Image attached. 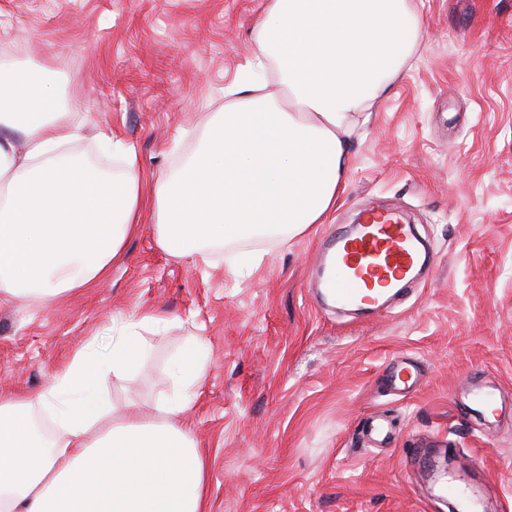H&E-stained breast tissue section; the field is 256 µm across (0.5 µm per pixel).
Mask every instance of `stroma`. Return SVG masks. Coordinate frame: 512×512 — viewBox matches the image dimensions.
Returning a JSON list of instances; mask_svg holds the SVG:
<instances>
[{
  "label": "stroma",
  "mask_w": 512,
  "mask_h": 512,
  "mask_svg": "<svg viewBox=\"0 0 512 512\" xmlns=\"http://www.w3.org/2000/svg\"><path fill=\"white\" fill-rule=\"evenodd\" d=\"M424 37L351 139L342 202L289 239L251 236L191 266L153 224L127 240L108 281L47 308L0 305V388L37 391L112 318L162 317L136 372L108 379L115 404L155 411L189 340L209 360L186 425L209 454L211 512H448L411 449L470 483L483 512H512V411L471 417L461 385L484 378L512 403V0H423ZM261 0H0V62L57 79L98 155L110 127L134 144L146 182L197 146L253 53ZM371 207L415 225L436 263L395 309L316 305L322 234ZM261 255L259 268L240 258ZM415 391H386L396 359ZM382 416L390 439L372 434Z\"/></svg>",
  "instance_id": "35a3bbf8"
}]
</instances>
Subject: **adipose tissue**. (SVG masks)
<instances>
[{
  "mask_svg": "<svg viewBox=\"0 0 512 512\" xmlns=\"http://www.w3.org/2000/svg\"><path fill=\"white\" fill-rule=\"evenodd\" d=\"M255 51L198 148L142 194L135 147L99 131L124 170L107 176L67 147L83 123L43 75L0 64V304L49 306L97 287L150 218L168 253L252 234L292 237L324 223L345 189L358 115L421 37L410 0H261ZM278 73V91L263 80ZM148 312L90 340L34 393L0 390V512H209L207 460L183 419L205 364L189 342L158 416L116 408L106 377L148 355Z\"/></svg>",
  "mask_w": 512,
  "mask_h": 512,
  "instance_id": "adipose-tissue-1",
  "label": "adipose tissue"
}]
</instances>
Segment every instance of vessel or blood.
<instances>
[{
    "instance_id": "1",
    "label": "vessel or blood",
    "mask_w": 512,
    "mask_h": 512,
    "mask_svg": "<svg viewBox=\"0 0 512 512\" xmlns=\"http://www.w3.org/2000/svg\"><path fill=\"white\" fill-rule=\"evenodd\" d=\"M420 242L410 225L393 210L373 209L353 231L325 236L318 266L324 272V296L336 305L377 311L390 307L405 284L423 268ZM386 382L394 392H411L418 383L412 362L398 361ZM473 410L498 418L503 405L494 387L467 383Z\"/></svg>"
}]
</instances>
